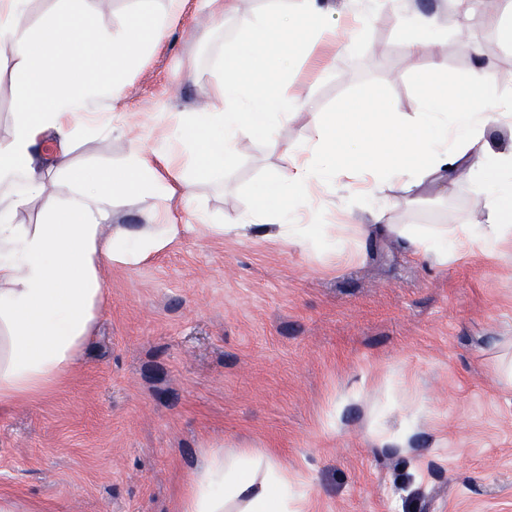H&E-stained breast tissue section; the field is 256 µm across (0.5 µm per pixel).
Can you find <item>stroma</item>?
Returning <instances> with one entry per match:
<instances>
[{
	"label": "stroma",
	"instance_id": "obj_1",
	"mask_svg": "<svg viewBox=\"0 0 512 512\" xmlns=\"http://www.w3.org/2000/svg\"><path fill=\"white\" fill-rule=\"evenodd\" d=\"M139 6L82 4L109 32ZM410 6L439 11L448 76L473 66L454 36L464 21L492 96L512 98V49L481 12L462 18L454 0ZM340 24L346 40L315 44L289 90L306 89L324 112L360 96L404 116L421 111L419 73L392 13L349 0ZM241 30L240 17L219 24L204 0H188L161 47L128 71L123 101L90 102L111 113L113 129L78 134L76 166L122 165V117L159 126L204 109L224 44ZM20 72L0 49V140L11 134ZM306 124L298 114L245 141L227 183L199 184L211 226L138 267L104 269L107 302L89 352L46 393L0 411V500L25 512H179L221 445L275 452L309 496L307 512H512V385L496 376L512 361V256L435 264L360 207L345 211L343 193L320 204L325 220L348 227L341 252L230 232L287 174L286 149ZM386 194L393 224L485 219L484 197L466 181L426 188L412 205L400 185Z\"/></svg>",
	"mask_w": 512,
	"mask_h": 512
}]
</instances>
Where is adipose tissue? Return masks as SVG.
Instances as JSON below:
<instances>
[{
	"mask_svg": "<svg viewBox=\"0 0 512 512\" xmlns=\"http://www.w3.org/2000/svg\"><path fill=\"white\" fill-rule=\"evenodd\" d=\"M265 12L245 17L240 36L224 45L206 112L171 115L168 124L144 139L142 123L127 125L130 149L117 169L79 170L70 155L75 136L88 129L90 92L60 66L38 65L50 54L61 63L84 57L97 65L99 47L134 64L158 43L187 0H166L162 12L141 0L139 19L123 29H94L79 0H58L57 12L32 26L24 0H0V48L23 65L14 88L9 139L0 141V409L32 399L70 374L92 342L105 305V267L139 266L190 230L208 224L195 204L197 181L223 176L238 161L244 140L270 132L293 113L308 115L305 135L292 153V172L275 183L279 201L249 205L239 234L249 227L273 228L294 246L321 243L343 249V227L322 219L319 193L345 179L363 183L362 205L374 223L384 222L388 181L408 194L464 178L485 195L481 224H392L390 233L409 239L437 263L463 259L468 246L490 258L512 246V146L499 148L492 128L512 127V99L493 98L490 71L474 65L448 81L433 62L440 34L437 13L404 11L400 0H383L393 11L404 47L423 60L424 112L404 119L378 97H358L336 112H319L302 94L281 87L296 65V52L309 38L336 35L334 0H273ZM58 137L46 156V133ZM66 175L58 192L51 172ZM153 199L143 227L115 223L118 209ZM37 210L35 224L20 214ZM288 472L274 454L211 451L192 479L180 512H302Z\"/></svg>",
	"mask_w": 512,
	"mask_h": 512,
	"instance_id": "ef3b65f1",
	"label": "adipose tissue"
}]
</instances>
